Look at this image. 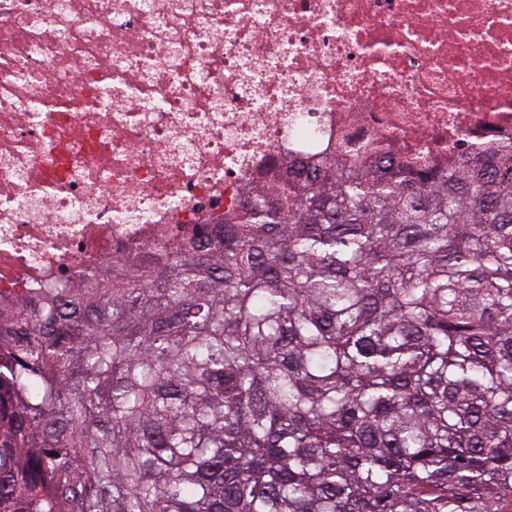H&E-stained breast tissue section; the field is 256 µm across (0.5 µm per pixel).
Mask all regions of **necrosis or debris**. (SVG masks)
Wrapping results in <instances>:
<instances>
[{"instance_id": "necrosis-or-debris-1", "label": "necrosis or debris", "mask_w": 512, "mask_h": 512, "mask_svg": "<svg viewBox=\"0 0 512 512\" xmlns=\"http://www.w3.org/2000/svg\"><path fill=\"white\" fill-rule=\"evenodd\" d=\"M512 141V0H0V301L157 254L261 173Z\"/></svg>"}]
</instances>
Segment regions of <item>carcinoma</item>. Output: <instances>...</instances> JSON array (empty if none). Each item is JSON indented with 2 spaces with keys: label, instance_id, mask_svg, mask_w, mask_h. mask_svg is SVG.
<instances>
[{
  "label": "carcinoma",
  "instance_id": "carcinoma-1",
  "mask_svg": "<svg viewBox=\"0 0 512 512\" xmlns=\"http://www.w3.org/2000/svg\"><path fill=\"white\" fill-rule=\"evenodd\" d=\"M0 305V512H512V143L336 156Z\"/></svg>",
  "mask_w": 512,
  "mask_h": 512
}]
</instances>
